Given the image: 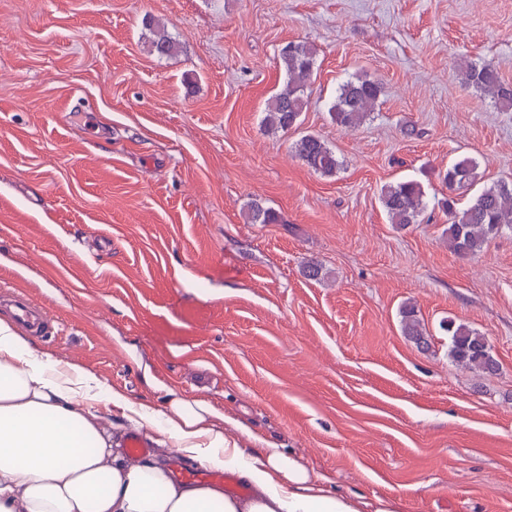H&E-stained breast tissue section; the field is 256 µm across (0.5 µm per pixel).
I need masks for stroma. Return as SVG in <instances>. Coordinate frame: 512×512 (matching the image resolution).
Here are the masks:
<instances>
[{
  "instance_id": "stroma-1",
  "label": "stroma",
  "mask_w": 512,
  "mask_h": 512,
  "mask_svg": "<svg viewBox=\"0 0 512 512\" xmlns=\"http://www.w3.org/2000/svg\"><path fill=\"white\" fill-rule=\"evenodd\" d=\"M151 16L177 50H150ZM316 78L298 130L265 106L280 49ZM512 83V0H0V290L54 320L36 345L107 390L163 408L202 397L334 492L396 512H512V229L451 253L449 164L512 181V112L456 72ZM382 86L359 128L329 109L344 81ZM320 136L342 163L294 156ZM426 193L389 223L382 185ZM279 224H251L252 202ZM318 262L323 280L303 268ZM415 306L432 338L403 336ZM483 334L496 375L455 367L439 323ZM462 81L475 88L481 94L493 99L503 111L512 110V84L506 83L498 69L491 63L478 64L460 59L457 63ZM294 154L312 171L324 176L334 175L340 161L334 149L318 135L307 133L294 143Z\"/></svg>"
}]
</instances>
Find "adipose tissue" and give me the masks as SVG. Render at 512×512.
Instances as JSON below:
<instances>
[{
  "mask_svg": "<svg viewBox=\"0 0 512 512\" xmlns=\"http://www.w3.org/2000/svg\"><path fill=\"white\" fill-rule=\"evenodd\" d=\"M132 426L149 425L187 460L235 472L246 497L176 479L167 460L128 459L107 432L99 403ZM199 398L174 397L165 409L105 393L96 375L61 364L0 320V512H395L327 491L276 444L245 448L213 423Z\"/></svg>",
  "mask_w": 512,
  "mask_h": 512,
  "instance_id": "1",
  "label": "adipose tissue"
}]
</instances>
